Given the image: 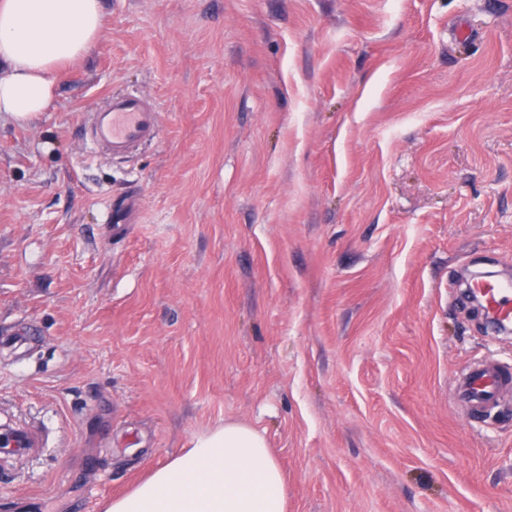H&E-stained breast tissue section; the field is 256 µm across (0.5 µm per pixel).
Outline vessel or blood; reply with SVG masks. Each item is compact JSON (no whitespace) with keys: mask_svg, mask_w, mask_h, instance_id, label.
Returning a JSON list of instances; mask_svg holds the SVG:
<instances>
[{"mask_svg":"<svg viewBox=\"0 0 512 512\" xmlns=\"http://www.w3.org/2000/svg\"><path fill=\"white\" fill-rule=\"evenodd\" d=\"M83 126L89 130V147L115 158L136 154L158 141L162 133L156 104L137 91L106 98L102 110L84 115ZM487 315L500 321L512 320V286L493 280L478 279L472 284ZM512 387V379L494 362L473 366L460 388L461 397L474 408L486 410L496 405L500 393ZM40 436L29 428L8 427L0 430V450L18 454L41 447Z\"/></svg>","mask_w":512,"mask_h":512,"instance_id":"vessel-or-blood-1","label":"vessel or blood"}]
</instances>
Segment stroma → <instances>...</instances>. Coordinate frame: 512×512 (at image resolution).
I'll return each instance as SVG.
<instances>
[{"mask_svg": "<svg viewBox=\"0 0 512 512\" xmlns=\"http://www.w3.org/2000/svg\"><path fill=\"white\" fill-rule=\"evenodd\" d=\"M46 112L0 114V512H105L196 438L265 437L288 512H512V0H102ZM158 143L92 154L105 95ZM133 200L128 224L103 221ZM99 112L85 114L81 123L89 130V147L112 158L136 154L161 138L157 105L138 91L112 94ZM483 303L486 314L500 321L512 320V286L493 280L476 279L472 288ZM496 362L473 366L465 374L460 388L461 397L475 409L484 411L496 405L500 393L511 387V380ZM2 436V450L5 452L18 454L23 453L29 448H41L44 443L41 437L30 428H12L7 427L0 432Z\"/></svg>", "mask_w": 512, "mask_h": 512, "instance_id": "stroma-1", "label": "stroma"}]
</instances>
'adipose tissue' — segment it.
<instances>
[{"label": "adipose tissue", "mask_w": 512, "mask_h": 512, "mask_svg": "<svg viewBox=\"0 0 512 512\" xmlns=\"http://www.w3.org/2000/svg\"><path fill=\"white\" fill-rule=\"evenodd\" d=\"M101 0H0V112L47 111L65 67L103 30ZM286 481L264 436L228 422L194 440L107 512H286Z\"/></svg>", "instance_id": "adipose-tissue-1"}]
</instances>
